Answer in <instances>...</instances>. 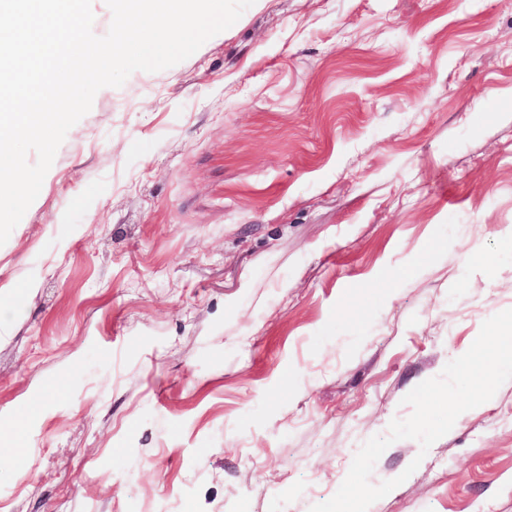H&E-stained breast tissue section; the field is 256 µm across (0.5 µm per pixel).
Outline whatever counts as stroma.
I'll return each mask as SVG.
<instances>
[{"label":"stroma","instance_id":"stroma-1","mask_svg":"<svg viewBox=\"0 0 512 512\" xmlns=\"http://www.w3.org/2000/svg\"><path fill=\"white\" fill-rule=\"evenodd\" d=\"M511 226L512 0H255L0 246V512H309L512 309ZM401 474L370 512H512V380ZM0 438L8 439L12 445L11 464L15 467H24L28 462L27 449L25 448V437L20 425L11 429L0 428Z\"/></svg>","mask_w":512,"mask_h":512}]
</instances>
